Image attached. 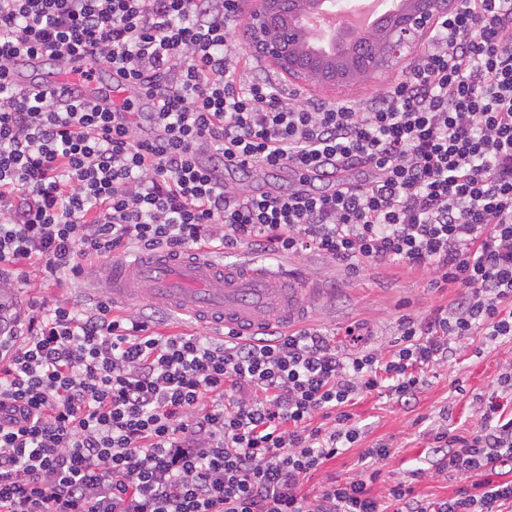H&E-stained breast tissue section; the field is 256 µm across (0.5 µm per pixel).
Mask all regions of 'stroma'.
Listing matches in <instances>:
<instances>
[{
    "label": "stroma",
    "mask_w": 512,
    "mask_h": 512,
    "mask_svg": "<svg viewBox=\"0 0 512 512\" xmlns=\"http://www.w3.org/2000/svg\"><path fill=\"white\" fill-rule=\"evenodd\" d=\"M400 74V69L395 68L360 86L301 84L297 90L302 96L333 104L370 96ZM227 260H249L280 268L306 281L312 292L303 326L334 333L336 342L350 351L360 344L378 351L388 349L396 338L399 318L426 316L438 307L450 305L456 296L454 289L441 292L432 288L431 275L425 270L364 265L354 272L311 251L288 259H273L244 247L228 255ZM13 297L21 312L58 301L83 309L96 299L83 285L47 277L37 268L26 269ZM358 325L365 335L356 342L345 331ZM511 363L512 339L490 341L475 336L454 343L447 359L428 368L426 384L410 401L386 393L359 397L349 408L360 432L359 442L316 472L304 483L303 492L314 495L330 478L354 475L362 468L364 450L383 443L390 448L391 456L380 479L371 486L374 498L383 499L388 488L398 481L412 483L417 495L427 501L451 496L462 479L455 474L436 473L429 432L444 424L459 432L474 430L480 418L476 395L490 394L501 368Z\"/></svg>",
    "instance_id": "35a3bbf8"
}]
</instances>
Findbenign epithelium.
I'll use <instances>...</instances> for the list:
<instances>
[{"label":"benign epithelium","instance_id":"1","mask_svg":"<svg viewBox=\"0 0 512 512\" xmlns=\"http://www.w3.org/2000/svg\"><path fill=\"white\" fill-rule=\"evenodd\" d=\"M323 3L347 6L351 0H253L250 44L285 76L308 83L324 81L320 68L324 61L301 49L307 34L293 24L304 9ZM445 4L447 0H414V6L409 9L389 12L390 27L381 39V49L376 53L371 73L405 61L434 27Z\"/></svg>","mask_w":512,"mask_h":512}]
</instances>
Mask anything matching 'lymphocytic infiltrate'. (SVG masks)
<instances>
[{
	"label": "lymphocytic infiltrate",
	"instance_id": "lymphocytic-infiltrate-1",
	"mask_svg": "<svg viewBox=\"0 0 512 512\" xmlns=\"http://www.w3.org/2000/svg\"><path fill=\"white\" fill-rule=\"evenodd\" d=\"M243 0H0V289L25 267L85 281L132 250H313L428 270L452 308L402 317L387 353L341 352L317 328L243 337L152 331L59 301L0 331V512H512V365L479 398L478 430H432L437 473L467 480L423 501L371 472L304 480L359 431L350 405L414 398L453 343L512 337V0H460L424 51L374 96L327 105L279 86L235 38ZM87 56L142 112L71 86L23 89L21 56ZM295 167L327 191L233 192ZM360 169L365 179L349 178Z\"/></svg>",
	"mask_w": 512,
	"mask_h": 512
}]
</instances>
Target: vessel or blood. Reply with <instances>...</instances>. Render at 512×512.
Wrapping results in <instances>:
<instances>
[{"mask_svg": "<svg viewBox=\"0 0 512 512\" xmlns=\"http://www.w3.org/2000/svg\"><path fill=\"white\" fill-rule=\"evenodd\" d=\"M89 58L70 65L69 83L82 98L111 108L112 84L85 81ZM101 281L113 303H145L159 309L185 312L200 322L247 335L272 323L291 325L305 310L307 286L265 266L222 264L205 251L166 250L116 259L106 266Z\"/></svg>", "mask_w": 512, "mask_h": 512, "instance_id": "obj_1", "label": "vessel or blood"}]
</instances>
